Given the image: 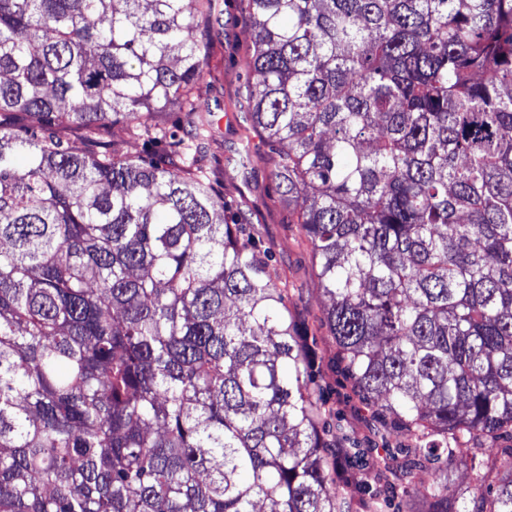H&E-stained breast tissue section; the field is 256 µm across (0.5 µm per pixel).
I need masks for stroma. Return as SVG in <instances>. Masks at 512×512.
I'll use <instances>...</instances> for the list:
<instances>
[{
	"instance_id": "obj_1",
	"label": "stroma",
	"mask_w": 512,
	"mask_h": 512,
	"mask_svg": "<svg viewBox=\"0 0 512 512\" xmlns=\"http://www.w3.org/2000/svg\"><path fill=\"white\" fill-rule=\"evenodd\" d=\"M217 5L209 73L199 90L214 114V142L207 158L214 191L224 198L226 219L245 214L273 257L302 336L309 374L323 400L320 430L327 458L334 459L339 447L360 450L354 458L337 461L335 487L349 500L352 512H404L406 497L428 500L438 465L418 459L405 426L382 412L351 378L324 325L325 299L315 285L312 247L289 223L272 178L274 153L255 135L252 165L245 171L235 165L252 81L246 67L252 53L251 26L246 0H217Z\"/></svg>"
}]
</instances>
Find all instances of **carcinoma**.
I'll return each mask as SVG.
<instances>
[{"instance_id":"carcinoma-1","label":"carcinoma","mask_w":512,"mask_h":512,"mask_svg":"<svg viewBox=\"0 0 512 512\" xmlns=\"http://www.w3.org/2000/svg\"><path fill=\"white\" fill-rule=\"evenodd\" d=\"M277 156L356 385L512 512V0H248ZM215 0H0V512H351L253 231L204 164ZM184 113L183 136L163 121ZM129 139L171 140L180 164ZM477 459L483 462L500 461L510 457L512 452V431L500 432L494 439L474 445Z\"/></svg>"}]
</instances>
